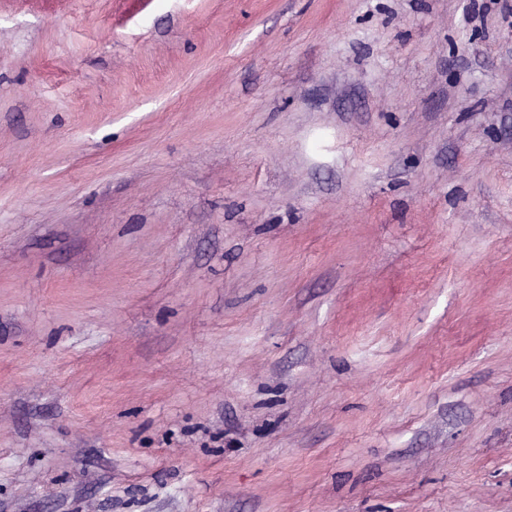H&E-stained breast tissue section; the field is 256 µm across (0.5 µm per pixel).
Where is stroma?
<instances>
[{
    "instance_id": "obj_1",
    "label": "stroma",
    "mask_w": 512,
    "mask_h": 512,
    "mask_svg": "<svg viewBox=\"0 0 512 512\" xmlns=\"http://www.w3.org/2000/svg\"><path fill=\"white\" fill-rule=\"evenodd\" d=\"M0 512H512V0H0Z\"/></svg>"
}]
</instances>
